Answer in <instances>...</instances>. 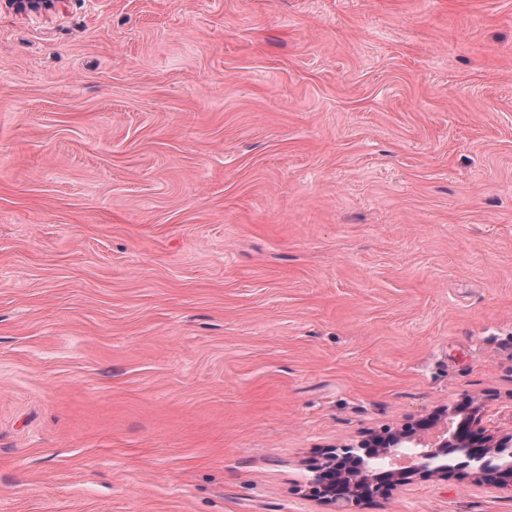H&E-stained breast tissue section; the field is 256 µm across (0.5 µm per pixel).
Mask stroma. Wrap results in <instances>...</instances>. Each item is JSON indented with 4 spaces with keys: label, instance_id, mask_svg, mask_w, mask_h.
<instances>
[{
    "label": "stroma",
    "instance_id": "1",
    "mask_svg": "<svg viewBox=\"0 0 512 512\" xmlns=\"http://www.w3.org/2000/svg\"><path fill=\"white\" fill-rule=\"evenodd\" d=\"M468 400L512 431V0H0V512H331Z\"/></svg>",
    "mask_w": 512,
    "mask_h": 512
}]
</instances>
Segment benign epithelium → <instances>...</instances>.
<instances>
[{
    "mask_svg": "<svg viewBox=\"0 0 512 512\" xmlns=\"http://www.w3.org/2000/svg\"><path fill=\"white\" fill-rule=\"evenodd\" d=\"M53 2L10 0L17 10L32 13L47 9ZM481 422L478 408H459L448 413V427L433 446L424 444V436L409 428L362 443L360 447L374 448L376 452L365 455L360 471L340 469L334 458L321 466L317 478L321 495L334 512H346V507L380 493L386 484L404 485L421 473L446 479L455 469L470 470L477 481L489 476L499 486L512 487V462L495 463L499 449L512 447V434L495 437L486 433ZM450 448H475L477 452L449 465L441 457Z\"/></svg>",
    "mask_w": 512,
    "mask_h": 512,
    "instance_id": "benign-epithelium-1",
    "label": "benign epithelium"
}]
</instances>
